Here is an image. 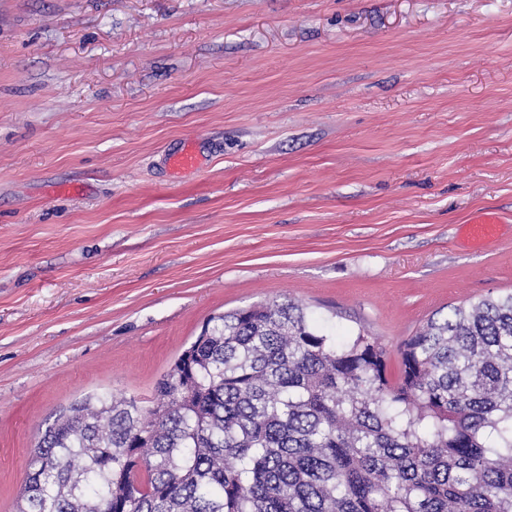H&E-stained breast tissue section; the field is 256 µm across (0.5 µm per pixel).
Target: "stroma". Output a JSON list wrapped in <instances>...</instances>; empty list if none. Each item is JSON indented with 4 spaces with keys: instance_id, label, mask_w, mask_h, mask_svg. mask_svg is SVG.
Segmentation results:
<instances>
[{
    "instance_id": "1",
    "label": "stroma",
    "mask_w": 512,
    "mask_h": 512,
    "mask_svg": "<svg viewBox=\"0 0 512 512\" xmlns=\"http://www.w3.org/2000/svg\"><path fill=\"white\" fill-rule=\"evenodd\" d=\"M510 292L512 0H0V512L58 411L150 398L211 316L299 300L395 378ZM465 237L471 243L477 244L492 239L499 232V224L495 217H484L473 224L464 227Z\"/></svg>"
}]
</instances>
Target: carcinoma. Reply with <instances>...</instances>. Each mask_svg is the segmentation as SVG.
Here are the masks:
<instances>
[{"mask_svg":"<svg viewBox=\"0 0 512 512\" xmlns=\"http://www.w3.org/2000/svg\"><path fill=\"white\" fill-rule=\"evenodd\" d=\"M400 355L290 297L213 316L148 400L59 411L16 512H512V293Z\"/></svg>","mask_w":512,"mask_h":512,"instance_id":"1","label":"carcinoma"}]
</instances>
